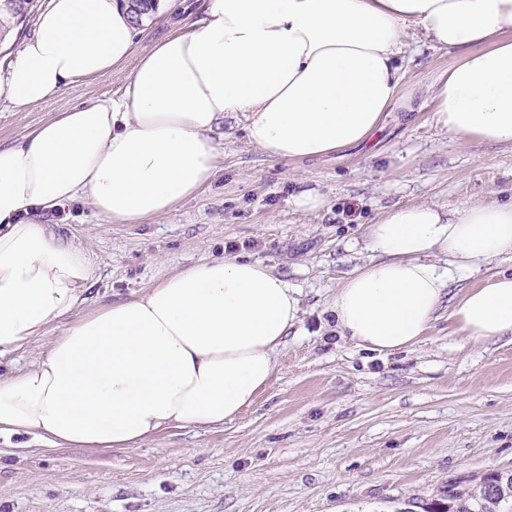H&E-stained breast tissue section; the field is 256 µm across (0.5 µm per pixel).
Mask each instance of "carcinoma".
<instances>
[{"label": "carcinoma", "mask_w": 512, "mask_h": 512, "mask_svg": "<svg viewBox=\"0 0 512 512\" xmlns=\"http://www.w3.org/2000/svg\"><path fill=\"white\" fill-rule=\"evenodd\" d=\"M38 7L39 0H0V44ZM405 512H512V473L450 478L438 497L410 501Z\"/></svg>", "instance_id": "1"}]
</instances>
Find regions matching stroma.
Listing matches in <instances>:
<instances>
[{
    "label": "stroma",
    "instance_id": "stroma-1",
    "mask_svg": "<svg viewBox=\"0 0 512 512\" xmlns=\"http://www.w3.org/2000/svg\"><path fill=\"white\" fill-rule=\"evenodd\" d=\"M204 0H168L138 26L134 52L201 17ZM411 109L391 108L364 144L313 161L269 158L243 118L225 120L217 175L193 199L140 224H111L84 201L44 214L99 263L89 306L127 300L210 258L259 260L296 288L300 322L254 404L219 426L171 429L129 449L51 448L0 438V512H396L449 478L512 471V343L465 340L452 311L478 276L461 275L424 341L380 355L336 331L330 302L368 261L366 229L387 210L512 199V144L460 142L419 93L455 52L411 30L401 53ZM111 71L24 109L0 103V144L68 108L115 98ZM314 189L324 205L296 211Z\"/></svg>",
    "mask_w": 512,
    "mask_h": 512
}]
</instances>
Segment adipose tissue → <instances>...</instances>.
<instances>
[{"label": "adipose tissue", "instance_id": "ef3b65f1", "mask_svg": "<svg viewBox=\"0 0 512 512\" xmlns=\"http://www.w3.org/2000/svg\"><path fill=\"white\" fill-rule=\"evenodd\" d=\"M413 28L459 53L426 86L438 124L512 144V0H207L191 31L139 56L127 0H49L0 72V102L22 109L134 67L119 97L0 145V357L69 322L28 367L0 374V436L131 448L251 406L300 320L295 289L261 261L208 259L90 310L98 265L39 215L77 201L113 224L169 214L215 175L213 134L229 117L278 160L364 143L402 99L397 57ZM366 248L331 302L359 349L420 344L456 272L483 276L453 310L466 340H512V276L483 274L512 258V200L397 206L368 226Z\"/></svg>", "mask_w": 512, "mask_h": 512}]
</instances>
